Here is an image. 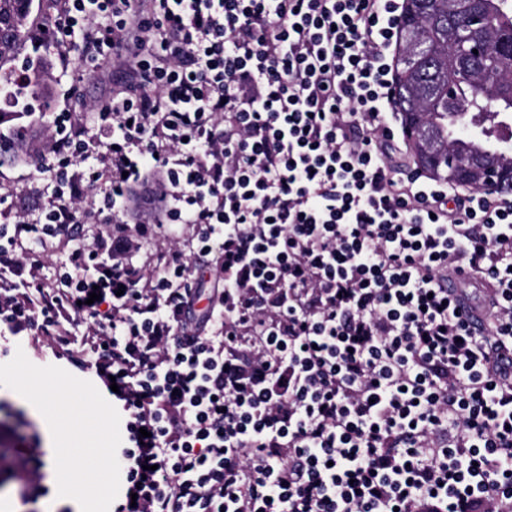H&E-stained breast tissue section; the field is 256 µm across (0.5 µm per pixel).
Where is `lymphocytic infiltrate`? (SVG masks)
<instances>
[{"instance_id":"f902f5d3","label":"lymphocytic infiltrate","mask_w":512,"mask_h":512,"mask_svg":"<svg viewBox=\"0 0 512 512\" xmlns=\"http://www.w3.org/2000/svg\"><path fill=\"white\" fill-rule=\"evenodd\" d=\"M401 12L60 0L94 72L127 78L89 113L56 110L36 150L60 186L0 226V335L78 362L74 313L97 339L127 433L112 512H512V198L395 176ZM81 223L112 233L45 287L19 240ZM154 239L156 275L138 262ZM192 250L224 285L190 336ZM479 312L492 335L471 332Z\"/></svg>"}]
</instances>
